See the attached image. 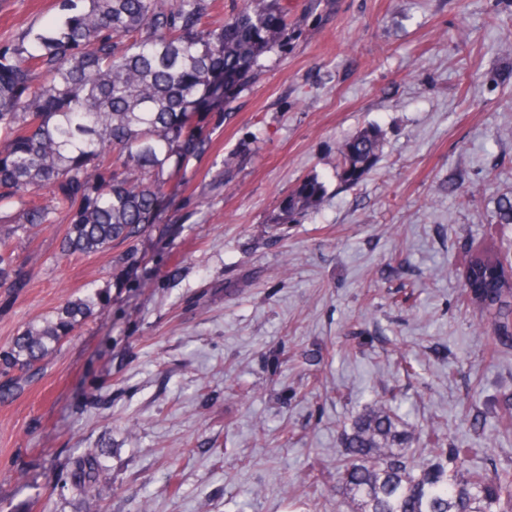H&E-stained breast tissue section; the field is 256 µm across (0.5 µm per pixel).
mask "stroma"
I'll return each mask as SVG.
<instances>
[{
  "mask_svg": "<svg viewBox=\"0 0 512 512\" xmlns=\"http://www.w3.org/2000/svg\"><path fill=\"white\" fill-rule=\"evenodd\" d=\"M282 47L167 189L158 224L59 256V211L28 287L0 288V350L65 302L104 312L34 371L0 374V512H338L344 424L385 389L433 448L512 469V346L462 288L512 258V0H284ZM61 15L0 0V47ZM382 131L340 187L338 145ZM323 203L267 220L298 180ZM409 353L417 373L400 368ZM103 449V498L74 459Z\"/></svg>",
  "mask_w": 512,
  "mask_h": 512,
  "instance_id": "1",
  "label": "stroma"
}]
</instances>
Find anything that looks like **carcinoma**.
<instances>
[{"label": "carcinoma", "instance_id": "carcinoma-1", "mask_svg": "<svg viewBox=\"0 0 512 512\" xmlns=\"http://www.w3.org/2000/svg\"><path fill=\"white\" fill-rule=\"evenodd\" d=\"M63 18L0 49V288H25L37 264L13 241L33 243L41 225L69 213L65 256L95 254L156 223L170 179L205 152L201 115L221 112L259 74L287 27L283 0H244L214 27L209 0H62ZM381 135L367 128L337 147L340 183L373 167ZM45 192L40 203L35 197ZM324 184L309 177L286 195L269 223L290 224L318 207ZM463 288L497 335L512 339V273L492 250L470 259ZM91 312L67 303L0 352V369H37ZM421 432L384 400L341 435L338 492L350 512H512V472L478 471L461 448L413 447ZM101 453L86 450L76 490L100 496Z\"/></svg>", "mask_w": 512, "mask_h": 512}]
</instances>
